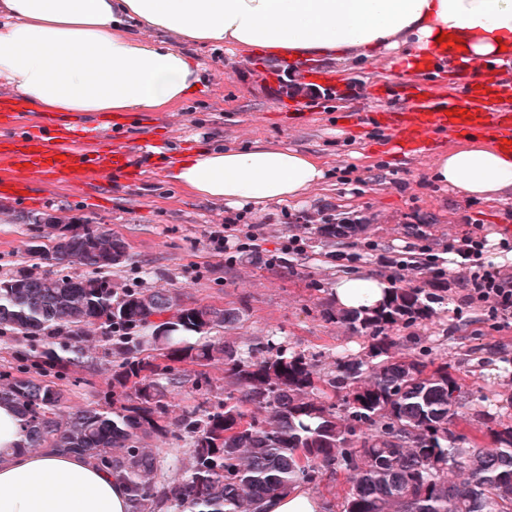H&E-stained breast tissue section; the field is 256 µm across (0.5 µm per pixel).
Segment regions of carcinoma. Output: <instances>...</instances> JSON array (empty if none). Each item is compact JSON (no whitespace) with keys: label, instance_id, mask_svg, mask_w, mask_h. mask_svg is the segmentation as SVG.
<instances>
[{"label":"carcinoma","instance_id":"carcinoma-1","mask_svg":"<svg viewBox=\"0 0 512 512\" xmlns=\"http://www.w3.org/2000/svg\"><path fill=\"white\" fill-rule=\"evenodd\" d=\"M45 228L65 245L28 252L60 273L34 263L0 279V336L28 341L17 373L0 371V404L21 415L25 448L80 453L118 473L131 512H263L289 487L340 472L343 512H512V424L489 429L494 449L472 444L457 431L465 384L448 362L402 353L387 334L431 317L424 289L395 287L380 308L347 315L377 362L341 355L321 378L313 354L271 341L245 354L208 338L239 323V309L112 282L131 259L112 228ZM88 326L119 361L111 399L74 408L57 380L80 381ZM174 362L224 364V397L172 415L169 398L187 383ZM169 435L188 437L190 452L158 491L161 449L148 439Z\"/></svg>","mask_w":512,"mask_h":512}]
</instances>
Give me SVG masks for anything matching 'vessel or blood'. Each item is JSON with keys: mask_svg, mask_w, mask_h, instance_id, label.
<instances>
[{"mask_svg": "<svg viewBox=\"0 0 512 512\" xmlns=\"http://www.w3.org/2000/svg\"><path fill=\"white\" fill-rule=\"evenodd\" d=\"M438 64L435 56L420 61L427 80L401 107L365 112L355 103L346 119L386 130L389 147L403 158L427 156L461 135H480L512 152V75L504 65L458 68L444 88L432 79ZM18 106L0 96V197L38 205L60 183L92 193L109 176L130 186L143 180L137 157L154 154L155 139L100 133L60 115L44 116L32 130L21 122Z\"/></svg>", "mask_w": 512, "mask_h": 512, "instance_id": "vessel-or-blood-1", "label": "vessel or blood"}]
</instances>
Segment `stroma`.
Returning <instances> with one entry per match:
<instances>
[{
    "instance_id": "1",
    "label": "stroma",
    "mask_w": 512,
    "mask_h": 512,
    "mask_svg": "<svg viewBox=\"0 0 512 512\" xmlns=\"http://www.w3.org/2000/svg\"><path fill=\"white\" fill-rule=\"evenodd\" d=\"M202 66L198 90L174 110L159 114L171 134L157 150L161 176L129 188L107 181L96 197L72 187H56L42 205L0 201V278L28 266L27 246L43 217L65 224H106L122 236L132 256L113 269L126 286L179 289L192 300L243 310L237 328L224 331L240 348L274 340L285 348L316 357L315 371L326 375L337 353L365 355L369 343L348 324L326 319L335 311L332 290L339 278L361 272L390 287H419L432 293L433 315L393 334L403 353L450 362L471 393L465 409L473 424L463 431L479 447L490 445L488 428L512 423V322L490 325L487 305L467 301L465 266L448 257L450 241L486 237L512 241V194L492 202L473 199L434 178L435 156L406 160L387 145L382 129L350 126L343 99L306 105L268 94L263 84L287 59L257 49L208 45L194 49ZM403 50L342 61L307 59L308 67L360 83L361 98L384 91L396 97L405 87ZM303 113L294 122L288 115ZM282 143L313 155L326 172L324 181L299 201L261 207L235 206L197 197L174 178L171 154L193 157L203 149L242 148ZM306 212L307 223L292 222ZM361 214L363 230L344 236L323 233L321 214ZM240 233H252L255 251L226 261L215 239L229 219ZM302 238L299 254H283L268 265V254L282 252L291 236ZM428 245L443 261L441 279L417 265H397L407 248ZM93 361L82 379L69 383L70 403L83 407L108 391L112 362L100 336L89 338Z\"/></svg>"
}]
</instances>
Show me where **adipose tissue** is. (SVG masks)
Returning a JSON list of instances; mask_svg holds the SVG:
<instances>
[{
  "instance_id": "1",
  "label": "adipose tissue",
  "mask_w": 512,
  "mask_h": 512,
  "mask_svg": "<svg viewBox=\"0 0 512 512\" xmlns=\"http://www.w3.org/2000/svg\"><path fill=\"white\" fill-rule=\"evenodd\" d=\"M221 43L295 59L438 51L472 67L512 54V0H0V78L44 110L170 111L200 82L189 47ZM435 173L496 200L512 190V153L454 144ZM323 177L315 157L276 144L204 149L177 173L198 197L240 206L306 196ZM388 288L351 275L333 298L362 311ZM25 439L19 414L0 405V512H130L120 477L77 453L26 451Z\"/></svg>"
}]
</instances>
